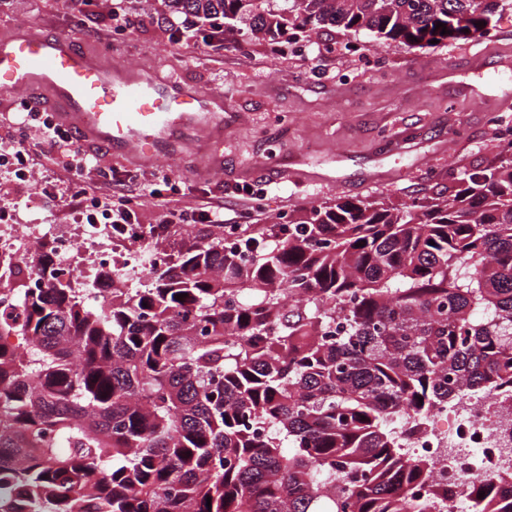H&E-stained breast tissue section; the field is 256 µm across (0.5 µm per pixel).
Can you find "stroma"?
Instances as JSON below:
<instances>
[{
	"mask_svg": "<svg viewBox=\"0 0 512 512\" xmlns=\"http://www.w3.org/2000/svg\"><path fill=\"white\" fill-rule=\"evenodd\" d=\"M182 14L135 0L132 28L111 26L85 0H0V37L18 29L78 37L81 50L162 77L222 93L224 155L212 163L211 135L189 145L190 160L139 164L104 153L110 178L92 175L94 195L120 190L154 218L162 210L224 206L228 223L293 224L305 209L348 200L401 204L448 189L449 170L496 164L490 114L512 118V103L487 82L499 58H512V12L488 35L411 49L368 31L312 26L273 41L245 26L195 19L172 44ZM482 87L476 104L468 86ZM165 172L175 194L142 198L143 183ZM0 198L19 204L23 221L69 224L70 210L40 184L0 176Z\"/></svg>",
	"mask_w": 512,
	"mask_h": 512,
	"instance_id": "stroma-1",
	"label": "stroma"
}]
</instances>
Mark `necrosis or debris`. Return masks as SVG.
Here are the masks:
<instances>
[{"instance_id": "necrosis-or-debris-1", "label": "necrosis or debris", "mask_w": 512, "mask_h": 512, "mask_svg": "<svg viewBox=\"0 0 512 512\" xmlns=\"http://www.w3.org/2000/svg\"><path fill=\"white\" fill-rule=\"evenodd\" d=\"M111 239L107 224H80L70 235L52 224H1L0 254L21 259L49 244L58 265L86 282L93 272L78 266L77 258ZM402 448L407 455L434 462L435 479L450 491L448 512H459V492L473 478L493 474L512 481V396L460 398L439 408L422 430L406 432Z\"/></svg>"}]
</instances>
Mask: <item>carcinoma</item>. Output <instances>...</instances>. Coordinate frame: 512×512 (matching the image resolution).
<instances>
[{
  "label": "carcinoma",
  "mask_w": 512,
  "mask_h": 512,
  "mask_svg": "<svg viewBox=\"0 0 512 512\" xmlns=\"http://www.w3.org/2000/svg\"><path fill=\"white\" fill-rule=\"evenodd\" d=\"M168 2L274 40L315 21L410 48L505 11ZM448 177L446 199L338 198L221 229L130 284L114 269L98 308L47 247L1 255L0 512H441L448 487L398 422L512 392V157ZM468 489L471 512H512V484Z\"/></svg>",
  "instance_id": "cac0c4a2"
}]
</instances>
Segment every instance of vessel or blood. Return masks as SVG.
I'll return each instance as SVG.
<instances>
[{
	"label": "vessel or blood",
	"instance_id": "b4317fda",
	"mask_svg": "<svg viewBox=\"0 0 512 512\" xmlns=\"http://www.w3.org/2000/svg\"><path fill=\"white\" fill-rule=\"evenodd\" d=\"M25 91L89 145L152 163L176 151L177 133L224 125V97L199 86L109 65L73 36L21 32L0 40V91Z\"/></svg>",
	"mask_w": 512,
	"mask_h": 512
}]
</instances>
